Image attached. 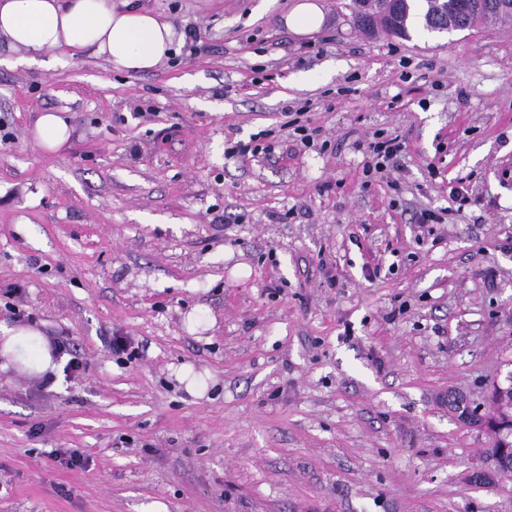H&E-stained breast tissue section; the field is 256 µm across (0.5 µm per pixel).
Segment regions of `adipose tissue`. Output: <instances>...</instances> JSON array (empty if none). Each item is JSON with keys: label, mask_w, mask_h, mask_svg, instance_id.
Returning <instances> with one entry per match:
<instances>
[{"label": "adipose tissue", "mask_w": 512, "mask_h": 512, "mask_svg": "<svg viewBox=\"0 0 512 512\" xmlns=\"http://www.w3.org/2000/svg\"><path fill=\"white\" fill-rule=\"evenodd\" d=\"M0 37L34 53L92 55L114 69L143 73L168 59L176 30L133 0H0ZM0 356L56 379L59 365L35 326L0 323Z\"/></svg>", "instance_id": "obj_1"}]
</instances>
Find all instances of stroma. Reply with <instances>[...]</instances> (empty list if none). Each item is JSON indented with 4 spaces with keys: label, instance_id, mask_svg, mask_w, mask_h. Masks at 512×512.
I'll return each instance as SVG.
<instances>
[{
    "label": "stroma",
    "instance_id": "stroma-1",
    "mask_svg": "<svg viewBox=\"0 0 512 512\" xmlns=\"http://www.w3.org/2000/svg\"><path fill=\"white\" fill-rule=\"evenodd\" d=\"M139 2L179 36L152 72L0 41V322L83 364L0 369V512H512L459 412L512 372V22L404 40L317 0L300 37L296 0ZM379 130L395 190L361 185ZM262 131L273 158L227 153ZM285 25L296 34H307L319 29L324 23V13L315 2L296 4L285 16ZM70 134L66 119L55 111L42 112L33 129L36 143L49 152L61 150L69 141Z\"/></svg>",
    "mask_w": 512,
    "mask_h": 512
}]
</instances>
